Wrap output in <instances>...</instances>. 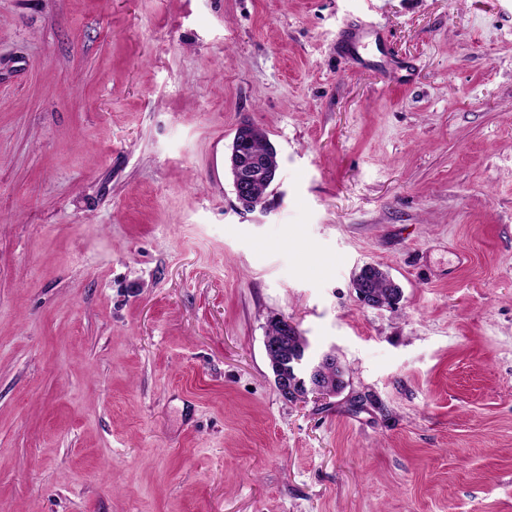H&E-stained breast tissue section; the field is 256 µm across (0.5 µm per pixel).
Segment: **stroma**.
Segmentation results:
<instances>
[{"mask_svg": "<svg viewBox=\"0 0 512 512\" xmlns=\"http://www.w3.org/2000/svg\"><path fill=\"white\" fill-rule=\"evenodd\" d=\"M0 512H512V0H0ZM241 150L249 154H255L263 159L269 171H277L276 153L265 134L258 128L251 131V141L244 144ZM229 164L235 172L232 190L236 201L235 210L243 215L253 213L257 209L265 210L262 209L263 204L258 205L257 202H265V196L273 182L260 180L255 183L254 188L253 183L257 177L266 176V173L264 174L257 162L247 161L240 154H235ZM354 281L359 283L363 289H367L377 296L368 291L357 290L358 287L354 283L353 287L356 288L357 297L365 307L378 309L381 307L378 301L381 304L397 302L402 294L400 286L378 265H364L355 276ZM282 320L287 325L288 330H284L282 326ZM280 319L279 317H272L268 321L266 336L271 339H277L280 336H284V332L286 336H288V343L291 344V354L296 356L301 354L305 348H308L307 339L301 335L292 336L298 330L297 325L288 319ZM265 337L264 341V349L266 356L271 354H288V344L287 337L281 339L278 342L269 341L268 338ZM335 357V352L333 350L323 352L317 356H308L301 355L291 360V373L294 378L288 380V376L283 372L281 376L276 375V388L281 396L292 397L291 393H293L294 397L306 399L308 395H312L314 398L325 399L331 396L336 395V391H333L331 388L325 387L320 382V376L318 375L320 371V364H324L321 366V378L322 381L334 388L336 390H343L347 386V382L345 380L346 371L340 365V363L335 360L331 361L332 358ZM327 361V362H326ZM302 366H305V370L307 373L306 378H299L296 375V370ZM301 392L302 394H298Z\"/></svg>", "mask_w": 512, "mask_h": 512, "instance_id": "1", "label": "stroma"}]
</instances>
